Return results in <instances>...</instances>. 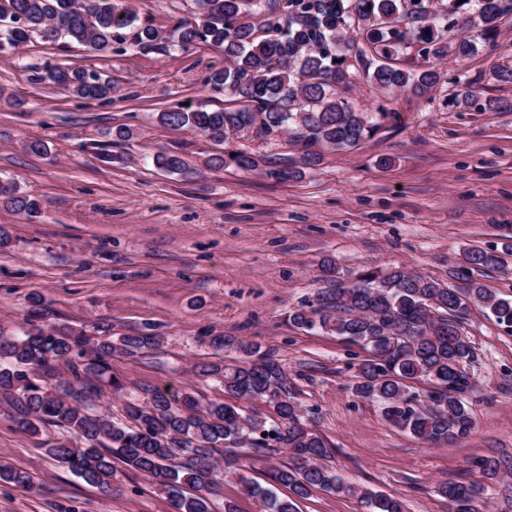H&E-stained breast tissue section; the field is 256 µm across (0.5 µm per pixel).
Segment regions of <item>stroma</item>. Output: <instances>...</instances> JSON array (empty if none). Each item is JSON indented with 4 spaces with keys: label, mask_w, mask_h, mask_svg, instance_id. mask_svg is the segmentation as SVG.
Segmentation results:
<instances>
[{
    "label": "stroma",
    "mask_w": 512,
    "mask_h": 512,
    "mask_svg": "<svg viewBox=\"0 0 512 512\" xmlns=\"http://www.w3.org/2000/svg\"><path fill=\"white\" fill-rule=\"evenodd\" d=\"M140 19L172 32L192 19L194 0H129ZM220 50L200 44L164 56L132 49L96 54L78 44L0 51V180L36 198L27 215L0 202V335L24 325L28 298L40 294L56 323L109 336L154 329L156 350L112 361L127 392L191 388L204 400L224 394L199 365L232 362L233 348L211 337L272 348L314 428L334 447L347 482L402 499L408 512H448L440 484L470 462L512 466V326L473 307L464 324L477 382L468 406L478 429L430 446L386 423L378 403L356 397L352 345L288 321L320 288L321 267L402 266L455 286L463 253H500L504 266L473 271L489 291L512 297V83L492 79L512 67V14L494 45L463 61L445 56L442 80L424 98L384 101L365 81L350 96L359 108L387 104L399 122L358 148L328 152L315 170L281 180L205 165L218 148L200 133L172 130L159 112L178 103L217 108L205 86ZM104 72L107 103L64 93L43 74L51 66ZM469 88L471 106L454 101ZM130 129L119 140V128ZM41 140L46 154L26 144ZM178 152L200 176L157 168L154 155ZM55 427L21 431L0 397V462L29 473L30 488L0 483V512H174L152 481L118 467L112 492L91 486L48 455L72 444Z\"/></svg>",
    "instance_id": "35a3bbf8"
}]
</instances>
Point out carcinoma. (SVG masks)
Here are the masks:
<instances>
[{
  "instance_id": "1",
  "label": "carcinoma",
  "mask_w": 512,
  "mask_h": 512,
  "mask_svg": "<svg viewBox=\"0 0 512 512\" xmlns=\"http://www.w3.org/2000/svg\"><path fill=\"white\" fill-rule=\"evenodd\" d=\"M0 8V36L13 48L38 37L62 39L95 53L127 44L138 50L187 51L207 44L222 50L224 65L205 79L224 96L213 110L176 106L157 114L171 129L189 128L224 149L206 166L240 171L262 169L276 179L321 165L323 152H345L374 137L383 121L395 118L384 105L364 112L349 92L365 80L384 93L425 96L438 84L435 61L448 49L463 60L477 43L492 45L499 21L512 12V0H448L436 12L430 0H194L196 17L179 23L164 37L125 0H7ZM465 19L459 27L450 17ZM413 48V56L407 50ZM426 66L418 67L419 60ZM63 91L87 101L112 98V79L101 73L56 67L45 73ZM251 130L267 141L284 139L298 151L255 158L225 148L232 133ZM156 165L188 176L193 168L175 151L154 155ZM0 198L19 212L38 210L37 200L0 182ZM463 262L495 269L493 250L472 248ZM325 286L310 309L288 316L298 328H320L364 350L352 390L382 406L386 422L428 445L448 444L471 435L477 423L467 406L476 387L469 373L474 348L462 333L473 304L500 324L512 325V298L488 291L468 279L448 287L403 267H366L347 280L326 266ZM51 310L41 297L31 298L28 328L0 338V395L11 401L19 428L36 434L46 425L75 434L77 444L55 445L46 452L86 483L112 488L114 464L150 478L176 512H215L224 482L235 478L242 494L261 512H295L293 500L246 479L237 472L239 458H265L284 449L289 462L277 467L272 483L295 496L314 491L356 496L367 512H405L404 502L370 488L347 483L331 465L333 446L318 433L297 402L288 372L273 351L261 344L214 336L212 346L232 345L244 358L209 364L225 398L202 402L192 390L155 389L144 399L123 400V419L90 411L88 395H118L122 382L112 376V359L156 349L161 337L148 331L120 337L92 338L49 322ZM64 364L67 379L47 380L54 364ZM431 385L426 399L412 384ZM242 400L261 402L270 415H250ZM484 479L503 472L494 459L472 462ZM0 482L29 487L30 474L0 463ZM488 485L448 481L437 489L449 512H477L488 503Z\"/></svg>"
}]
</instances>
